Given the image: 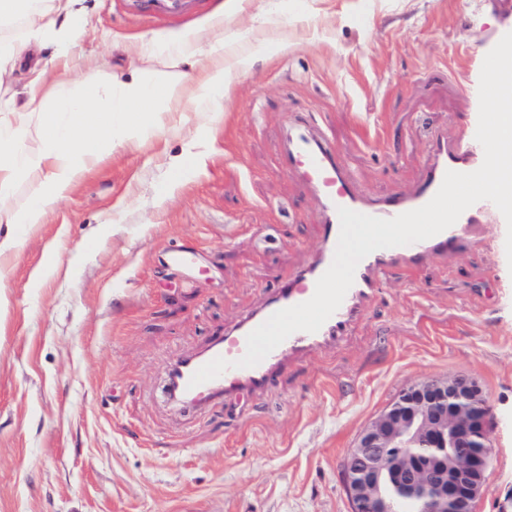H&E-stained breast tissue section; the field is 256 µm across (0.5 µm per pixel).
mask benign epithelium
<instances>
[{
	"label": "benign epithelium",
	"instance_id": "7a95c632",
	"mask_svg": "<svg viewBox=\"0 0 512 512\" xmlns=\"http://www.w3.org/2000/svg\"><path fill=\"white\" fill-rule=\"evenodd\" d=\"M492 406L467 373L405 385L344 458L351 512H475L491 476ZM454 448L456 452L448 453Z\"/></svg>",
	"mask_w": 512,
	"mask_h": 512
}]
</instances>
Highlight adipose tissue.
I'll return each instance as SVG.
<instances>
[{
    "label": "adipose tissue",
    "instance_id": "adipose-tissue-1",
    "mask_svg": "<svg viewBox=\"0 0 512 512\" xmlns=\"http://www.w3.org/2000/svg\"><path fill=\"white\" fill-rule=\"evenodd\" d=\"M213 40L202 50L195 34H187L176 49L180 61L208 62L202 77L193 83L169 75L132 71L115 81V92L98 97L92 90L99 66H87L83 89L45 91L42 76H35L22 91L21 102L12 104L11 119L0 120V215L9 223H43L49 208L66 198L85 178L90 167L115 146L126 144L163 129L161 116L174 111L189 98L199 111L213 112L217 98L232 74L249 71L248 55L224 57V18L212 21ZM199 64V63H198ZM40 125V143L26 146L31 121ZM39 171L44 189L27 207L11 212L10 201L19 175Z\"/></svg>",
    "mask_w": 512,
    "mask_h": 512
}]
</instances>
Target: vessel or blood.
<instances>
[{
    "label": "vessel or blood",
    "mask_w": 512,
    "mask_h": 512,
    "mask_svg": "<svg viewBox=\"0 0 512 512\" xmlns=\"http://www.w3.org/2000/svg\"><path fill=\"white\" fill-rule=\"evenodd\" d=\"M430 160L418 188L400 196L373 198L363 193L354 181L343 154L328 135L314 134L309 122L297 121L288 136L281 155L284 173L299 174L309 184L320 204L323 216V239L312 263L274 289L268 300L246 314L234 327L212 338L206 346L177 361L167 373L163 391L179 395L185 409L194 411L241 392L264 395L279 380L289 362L324 346L338 343L358 319L364 305L378 293L392 270H417L429 259L462 249L471 225L496 213V206L481 201L468 208L457 222L443 232L405 246L379 249L358 264L354 282L341 305L316 332L299 331L289 336L258 365L236 367V360L246 352L248 334L275 312L309 300L317 280L333 262L340 233L339 208L389 219L422 207L440 188L447 171L470 173L483 163L482 146L452 145L440 137L430 140ZM231 361V369L198 385H191L192 376L214 359Z\"/></svg>",
    "instance_id": "obj_1"
}]
</instances>
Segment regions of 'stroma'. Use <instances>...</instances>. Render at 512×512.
Returning <instances> with one entry per match:
<instances>
[{
  "mask_svg": "<svg viewBox=\"0 0 512 512\" xmlns=\"http://www.w3.org/2000/svg\"><path fill=\"white\" fill-rule=\"evenodd\" d=\"M222 0L159 14L149 0H85L73 39L30 43L0 111L48 63L72 88L189 74L164 51L206 37ZM224 33L256 55L214 112L183 100L163 131L101 157L44 223H0V512H351L341 465L408 383L468 373L492 403L490 481L476 512H512V266L506 226L394 271L348 336L294 360L262 397L185 415L160 382L183 355L259 307L309 264L321 213L283 173L291 117L321 123L360 189L411 192L432 132L474 141L486 54L512 0H237ZM69 58L55 67L56 51ZM194 167L176 171L185 152ZM184 244L195 264L169 266Z\"/></svg>",
  "mask_w": 512,
  "mask_h": 512,
  "instance_id": "stroma-1",
  "label": "stroma"
}]
</instances>
